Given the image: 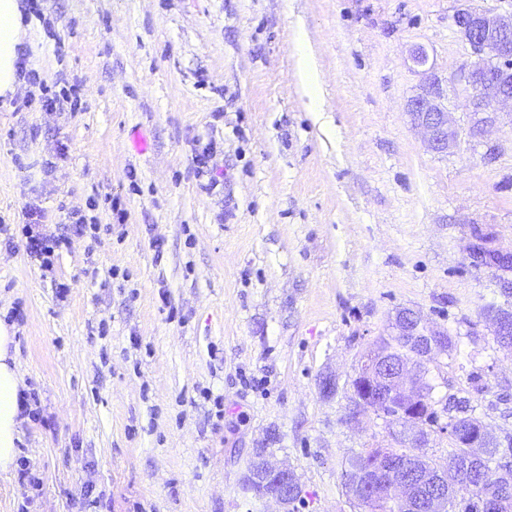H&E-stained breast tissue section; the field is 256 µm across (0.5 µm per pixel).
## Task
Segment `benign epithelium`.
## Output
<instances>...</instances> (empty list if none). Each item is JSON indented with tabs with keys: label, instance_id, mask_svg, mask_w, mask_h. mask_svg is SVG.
Wrapping results in <instances>:
<instances>
[{
	"label": "benign epithelium",
	"instance_id": "7a95c632",
	"mask_svg": "<svg viewBox=\"0 0 512 512\" xmlns=\"http://www.w3.org/2000/svg\"><path fill=\"white\" fill-rule=\"evenodd\" d=\"M454 24L457 34L475 56V60L461 72L460 80L472 90L470 131L479 135L484 127L497 120L495 105L512 104V14L460 8L454 16ZM409 55L420 69L422 81L419 92L408 100L407 112L414 126L424 132L428 147L445 154L457 145L458 131L448 118L442 81L428 65L429 55L424 46H413ZM489 322L499 347L511 349L512 317L492 313ZM393 327L404 348L396 356L375 352L366 355V361L351 382L353 408L350 419L358 420L366 407L384 414L395 412L412 425L411 430L398 431L395 436H405L411 440L412 447L424 448L426 433L423 426L427 424L430 405L418 364L426 365L436 353L448 351V333L425 326L420 316L410 310L398 312ZM448 435L463 440L467 448V464L480 459L482 445L492 439L484 424L475 426V431L468 436L456 429L453 419L448 420ZM392 468L399 476L397 489L392 494L400 497L403 512H449L460 507L461 496L452 493L455 483L447 479V476L455 478L461 472L458 463L424 473L410 463L399 461L393 462ZM269 482L277 483L279 490H266L265 485ZM374 483L375 473L365 470L361 485L351 492L352 500L365 505L367 488ZM490 484L498 490L489 491L482 483L474 486V490L480 492L482 510L502 512L512 504V479L500 474ZM297 485L298 480L290 467L274 465L266 458L244 478L245 489L273 499L280 506V512H288V490Z\"/></svg>",
	"mask_w": 512,
	"mask_h": 512
}]
</instances>
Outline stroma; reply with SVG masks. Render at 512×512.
I'll return each instance as SVG.
<instances>
[{
	"label": "stroma",
	"mask_w": 512,
	"mask_h": 512,
	"mask_svg": "<svg viewBox=\"0 0 512 512\" xmlns=\"http://www.w3.org/2000/svg\"><path fill=\"white\" fill-rule=\"evenodd\" d=\"M28 2L34 79L0 109V320L34 408L0 512H275L242 488L258 448L294 470V512H358L347 460L394 440L350 422L351 381L403 309L454 343L429 364L426 453L448 455L451 395L512 439V355L483 315L499 271L469 256L512 255V116L471 136L453 20L512 0ZM415 45L459 130L445 155L406 111ZM70 87L80 111L39 109ZM32 205L46 233L101 229L42 268Z\"/></svg>",
	"instance_id": "stroma-1"
}]
</instances>
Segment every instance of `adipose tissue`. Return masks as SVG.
I'll use <instances>...</instances> for the list:
<instances>
[{
	"label": "adipose tissue",
	"instance_id": "ef3b65f1",
	"mask_svg": "<svg viewBox=\"0 0 512 512\" xmlns=\"http://www.w3.org/2000/svg\"><path fill=\"white\" fill-rule=\"evenodd\" d=\"M30 26L22 0H0V98H14L24 76L20 58ZM25 383L16 356L13 331L0 322V474H10L21 441Z\"/></svg>",
	"mask_w": 512,
	"mask_h": 512
}]
</instances>
